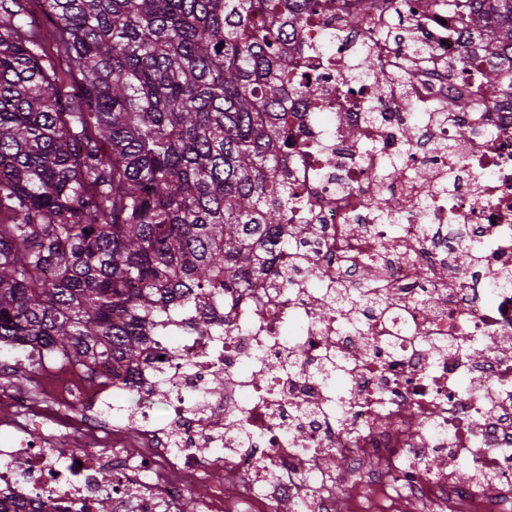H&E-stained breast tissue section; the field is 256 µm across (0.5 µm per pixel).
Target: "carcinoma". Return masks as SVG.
Segmentation results:
<instances>
[{"label": "carcinoma", "instance_id": "1", "mask_svg": "<svg viewBox=\"0 0 512 512\" xmlns=\"http://www.w3.org/2000/svg\"><path fill=\"white\" fill-rule=\"evenodd\" d=\"M486 59L488 106L512 98V0H457ZM320 0H49L26 27L0 0V346L46 347L86 375L132 376L175 314L224 329L239 288L310 270L291 224L299 149L288 99L318 81L303 32ZM74 63L58 86L45 46ZM356 77L383 83L369 53Z\"/></svg>", "mask_w": 512, "mask_h": 512}]
</instances>
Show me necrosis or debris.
Segmentation results:
<instances>
[{"label":"necrosis or debris","mask_w":512,"mask_h":512,"mask_svg":"<svg viewBox=\"0 0 512 512\" xmlns=\"http://www.w3.org/2000/svg\"><path fill=\"white\" fill-rule=\"evenodd\" d=\"M322 5L311 44L329 65L291 103L288 169L316 226L304 249L320 281L387 296L388 313L319 318L325 295L301 277L235 293L224 335L159 337L129 381L89 387L51 366L37 399L0 385L17 411L0 421V512H99L104 497L179 512L208 474L198 512H512V108L483 105L482 66L455 69L452 0L403 13L412 71L398 38L368 46L344 25L392 27L399 0ZM365 47L387 79L370 123L369 85L343 78ZM110 394L122 403L104 426L92 410Z\"/></svg>","instance_id":"4bbe7bcc"}]
</instances>
